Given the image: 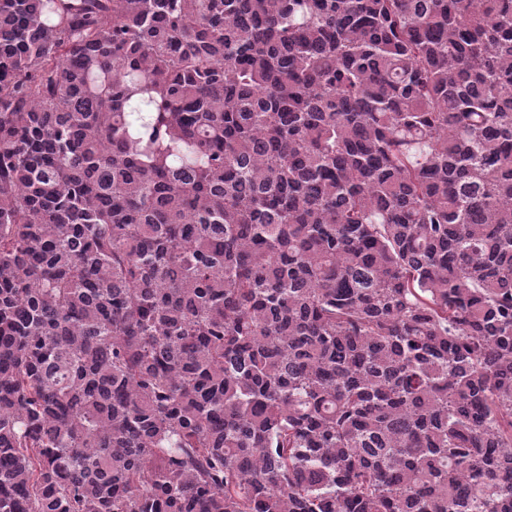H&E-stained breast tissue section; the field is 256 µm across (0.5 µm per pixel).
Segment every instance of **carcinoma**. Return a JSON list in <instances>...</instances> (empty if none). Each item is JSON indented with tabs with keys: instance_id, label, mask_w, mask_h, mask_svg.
Listing matches in <instances>:
<instances>
[{
	"instance_id": "cac0c4a2",
	"label": "carcinoma",
	"mask_w": 512,
	"mask_h": 512,
	"mask_svg": "<svg viewBox=\"0 0 512 512\" xmlns=\"http://www.w3.org/2000/svg\"><path fill=\"white\" fill-rule=\"evenodd\" d=\"M0 512H512V0H0Z\"/></svg>"
}]
</instances>
